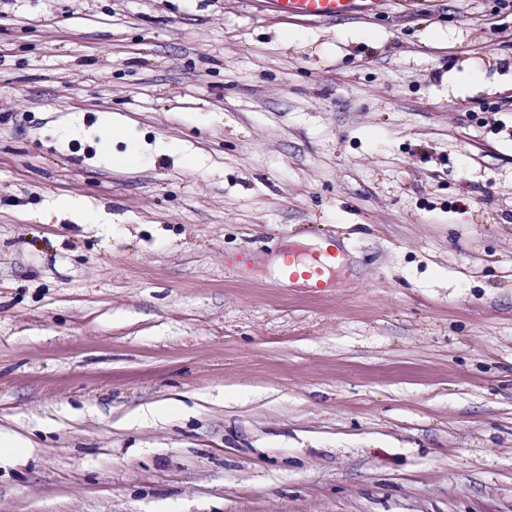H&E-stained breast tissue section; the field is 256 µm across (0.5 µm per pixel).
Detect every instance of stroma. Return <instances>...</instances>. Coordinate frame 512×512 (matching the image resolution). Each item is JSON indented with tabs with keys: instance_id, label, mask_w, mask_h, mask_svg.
<instances>
[{
	"instance_id": "35a3bbf8",
	"label": "stroma",
	"mask_w": 512,
	"mask_h": 512,
	"mask_svg": "<svg viewBox=\"0 0 512 512\" xmlns=\"http://www.w3.org/2000/svg\"><path fill=\"white\" fill-rule=\"evenodd\" d=\"M0 428V512H512V0H0ZM268 7L280 18L304 17L333 20L338 17L373 11L381 0H265ZM339 263L336 248L333 247L309 260L288 252L281 256L280 279L282 283L301 280L304 287L314 288L320 292L323 288H327L329 277Z\"/></svg>"
}]
</instances>
